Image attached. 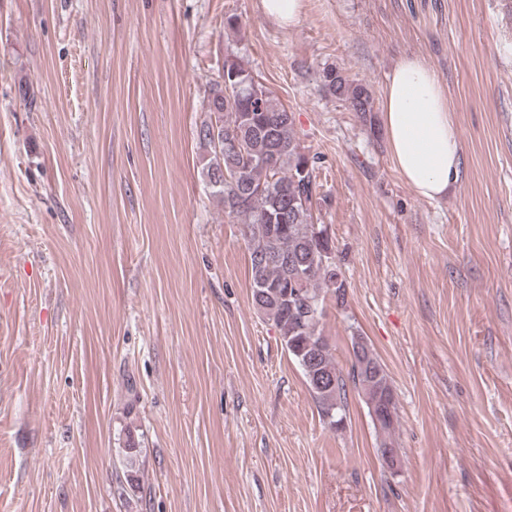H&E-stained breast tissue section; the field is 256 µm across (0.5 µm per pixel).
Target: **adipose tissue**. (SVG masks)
I'll return each instance as SVG.
<instances>
[{
  "label": "adipose tissue",
  "mask_w": 512,
  "mask_h": 512,
  "mask_svg": "<svg viewBox=\"0 0 512 512\" xmlns=\"http://www.w3.org/2000/svg\"><path fill=\"white\" fill-rule=\"evenodd\" d=\"M390 157L420 197L440 199L460 177L459 130L448 91L419 57L399 60L388 73L379 103Z\"/></svg>",
  "instance_id": "adipose-tissue-1"
}]
</instances>
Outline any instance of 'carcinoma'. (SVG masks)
<instances>
[{
    "mask_svg": "<svg viewBox=\"0 0 512 512\" xmlns=\"http://www.w3.org/2000/svg\"><path fill=\"white\" fill-rule=\"evenodd\" d=\"M224 73L238 89L224 96L215 79L205 89L206 118L197 129L202 175L224 203V214L243 224L249 249L252 301L284 337L282 345L301 367L324 420L339 430L346 420L347 388L363 402H376L382 434L377 453L395 450L398 426L395 391L386 366L365 337L351 340V366L342 372L319 323L327 294L346 303L347 285L336 248L325 229L314 228L316 157L301 144L292 113L271 91L257 92L253 73L235 54ZM324 92L368 120L373 97L361 82L337 68L321 75ZM140 440L127 432L123 465L130 488H139Z\"/></svg>",
    "mask_w": 512,
    "mask_h": 512,
    "instance_id": "1",
    "label": "carcinoma"
}]
</instances>
